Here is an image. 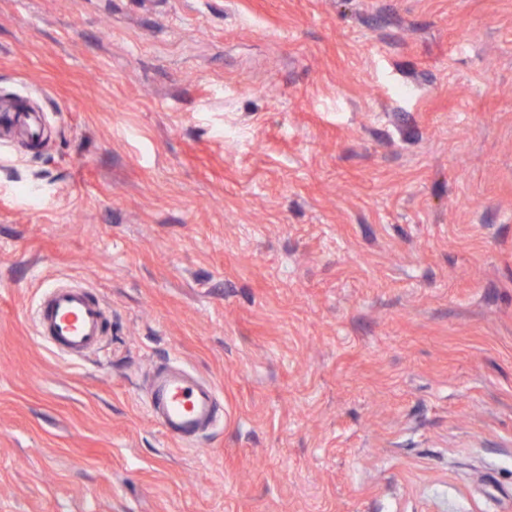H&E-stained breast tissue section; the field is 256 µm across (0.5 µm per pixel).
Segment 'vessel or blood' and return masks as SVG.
Masks as SVG:
<instances>
[{
    "label": "vessel or blood",
    "mask_w": 512,
    "mask_h": 512,
    "mask_svg": "<svg viewBox=\"0 0 512 512\" xmlns=\"http://www.w3.org/2000/svg\"><path fill=\"white\" fill-rule=\"evenodd\" d=\"M106 321L107 309L96 294L81 286L59 284L39 302L35 333L58 354L82 358L101 349ZM146 392L147 415L172 441L194 444L224 419L215 386L174 360L154 367Z\"/></svg>",
    "instance_id": "b4317fda"
}]
</instances>
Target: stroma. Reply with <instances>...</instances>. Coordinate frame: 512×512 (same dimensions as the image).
I'll list each match as a JSON object with an SVG mask.
<instances>
[{
	"mask_svg": "<svg viewBox=\"0 0 512 512\" xmlns=\"http://www.w3.org/2000/svg\"><path fill=\"white\" fill-rule=\"evenodd\" d=\"M0 512H512V0H0ZM56 280L111 321L35 334ZM179 359L192 446L141 382ZM107 314L102 300L89 289L58 284L39 302L35 333L58 354L84 358L101 349ZM176 363L169 359L154 367L145 410L170 440L192 445L220 426L224 407L213 384Z\"/></svg>",
	"mask_w": 512,
	"mask_h": 512,
	"instance_id": "stroma-1",
	"label": "stroma"
}]
</instances>
